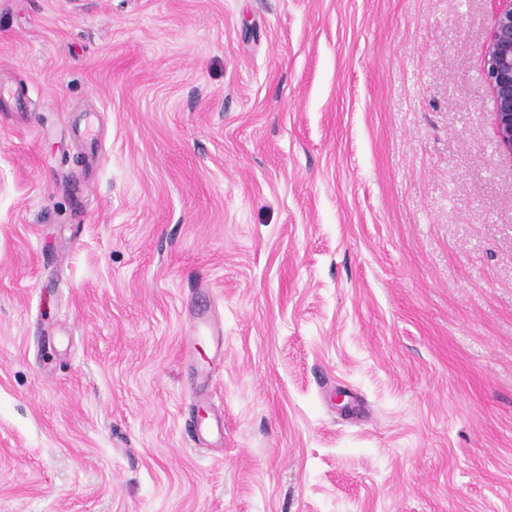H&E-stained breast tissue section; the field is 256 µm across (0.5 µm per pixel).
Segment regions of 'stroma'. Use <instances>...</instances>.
Wrapping results in <instances>:
<instances>
[{
  "label": "stroma",
  "instance_id": "1",
  "mask_svg": "<svg viewBox=\"0 0 512 512\" xmlns=\"http://www.w3.org/2000/svg\"><path fill=\"white\" fill-rule=\"evenodd\" d=\"M498 7L0 0V512H512ZM190 320V329L184 343V353L186 356H191L192 347L196 339L201 337H211L214 341L215 347L214 358L220 362L224 356V344L221 342L223 331L220 323L210 315L207 309L199 310L197 312H194L191 309Z\"/></svg>",
  "mask_w": 512,
  "mask_h": 512
}]
</instances>
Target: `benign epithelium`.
Masks as SVG:
<instances>
[{
	"mask_svg": "<svg viewBox=\"0 0 512 512\" xmlns=\"http://www.w3.org/2000/svg\"><path fill=\"white\" fill-rule=\"evenodd\" d=\"M483 73L492 92L499 147L512 157V0H502L496 14Z\"/></svg>",
	"mask_w": 512,
	"mask_h": 512,
	"instance_id": "7a95c632",
	"label": "benign epithelium"
}]
</instances>
